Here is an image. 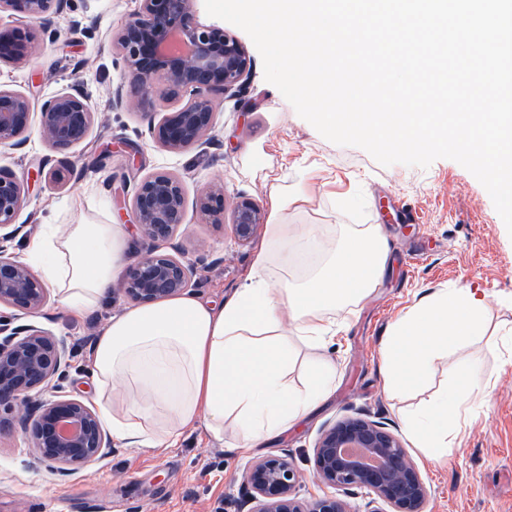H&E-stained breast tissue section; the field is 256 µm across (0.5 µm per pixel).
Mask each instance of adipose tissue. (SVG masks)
Instances as JSON below:
<instances>
[{
    "mask_svg": "<svg viewBox=\"0 0 512 512\" xmlns=\"http://www.w3.org/2000/svg\"><path fill=\"white\" fill-rule=\"evenodd\" d=\"M315 236L305 224H270L243 288L213 305L183 294L112 317L91 347L100 420L115 441L166 449L184 430L204 424L225 430L248 451L308 417L336 386L335 314L351 311L379 288L390 250L379 229H345L322 244L302 278L270 281L278 262L295 267ZM127 240L115 224H47L26 244L29 259L55 288L61 311L90 313L112 298ZM485 303L461 287L421 298L392 325L381 361L387 387L398 394L421 386L436 355L485 333ZM314 350L303 388L288 374L301 348ZM478 360L453 365L447 388L406 426L416 445L437 459L460 426L463 404L486 392Z\"/></svg>",
    "mask_w": 512,
    "mask_h": 512,
    "instance_id": "1",
    "label": "adipose tissue"
}]
</instances>
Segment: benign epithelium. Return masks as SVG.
<instances>
[{
	"label": "benign epithelium",
	"mask_w": 512,
	"mask_h": 512,
	"mask_svg": "<svg viewBox=\"0 0 512 512\" xmlns=\"http://www.w3.org/2000/svg\"><path fill=\"white\" fill-rule=\"evenodd\" d=\"M136 9L111 35L131 94L115 92V102L141 113L153 125L156 139L180 152L203 143L212 130L218 103L213 97L235 91L248 74L244 46L224 29L196 20V0H136ZM62 0H0V14L10 12L40 21ZM37 52L31 42L16 45L0 32V63L20 64ZM175 104L159 123L155 110ZM34 112L29 97L0 87V147L17 146L31 130ZM96 122L78 84L45 101L38 133L57 150L86 141ZM25 184L0 171V308L40 313L48 301L45 282L29 265L8 252L7 243L20 230L16 218L25 203ZM141 238L148 243L128 267L117 290L140 304L182 294L195 273L193 263L163 253L157 244L169 241L186 220L183 179L168 172L143 178L129 203ZM196 213L210 224L224 223V185L198 192ZM236 237L249 241L262 215L249 198L233 206ZM66 342L34 325L14 326L0 315V433L19 429L30 442L35 461L62 475L105 457L111 442L98 414L83 400L64 394L31 401V393L48 387L66 363ZM314 475L333 487L366 488L391 506V512H422L427 485L402 441L380 421L345 417L324 430L314 448ZM250 512H348L335 496L305 500L299 495L300 474L288 456H266L244 475Z\"/></svg>",
	"instance_id": "1"
}]
</instances>
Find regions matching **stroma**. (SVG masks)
<instances>
[{
	"instance_id": "stroma-1",
	"label": "stroma",
	"mask_w": 512,
	"mask_h": 512,
	"mask_svg": "<svg viewBox=\"0 0 512 512\" xmlns=\"http://www.w3.org/2000/svg\"><path fill=\"white\" fill-rule=\"evenodd\" d=\"M136 7L135 0H67L39 23L0 17V29L33 37L39 52L21 65H0V84L30 97L40 108L48 97L81 80L97 121L85 143L66 151L46 145L38 131L16 147H0V170L29 183L17 221L28 233L45 224H117L131 249V264L144 244L128 205L116 191L132 195L143 177L167 171L183 177L187 201L201 188L220 183L226 203L251 198L263 222L250 241L235 237L231 224H205L195 211L174 238L160 244L168 253L199 260L188 290L218 304L242 287L253 255L271 223L273 186L312 188L313 199L288 208L284 224L313 226L316 243L345 225H375L386 236L391 264L379 288L352 309L336 330V387L309 417L268 445L244 453L232 436L218 441L204 427L187 429L177 447L133 448L113 443L97 463L62 477L32 466V452L20 432L0 434V512H242L243 475L259 458L288 455L299 470L301 497L335 494L349 512H371L366 489L332 490L313 475V447L321 431L357 412L384 423L403 442L428 488L424 512H512V234L484 186L454 160L428 168L378 163L367 151L324 138L301 118L264 78L263 61L250 37L237 26L207 15L200 23L223 28L247 49L250 74L233 96L217 95L214 127L203 144L173 153L148 129L142 115L116 105V89L127 88L111 34ZM74 163L78 180L55 185L38 169ZM461 286L487 304L486 333L468 355L484 359L491 385L462 408L460 431L446 455L433 460L416 448L404 418L436 398L448 383L452 354L435 357L426 385L394 395L381 374L380 351L395 320L422 296ZM122 293L109 305L81 318L64 315L56 298L40 314L10 310L14 324L34 325L66 341L71 355L59 381L62 390L90 406L99 401L88 355L99 329L131 307ZM498 339L496 352L488 343Z\"/></svg>"
}]
</instances>
